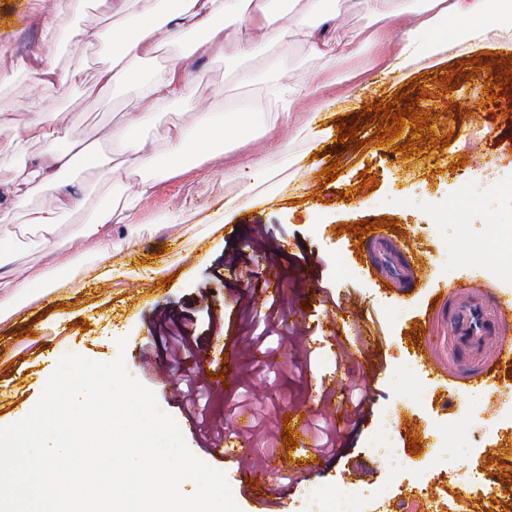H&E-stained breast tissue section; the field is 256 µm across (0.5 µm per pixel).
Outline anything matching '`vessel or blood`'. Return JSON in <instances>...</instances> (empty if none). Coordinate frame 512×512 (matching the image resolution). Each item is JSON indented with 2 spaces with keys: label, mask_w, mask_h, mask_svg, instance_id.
Instances as JSON below:
<instances>
[{
  "label": "vessel or blood",
  "mask_w": 512,
  "mask_h": 512,
  "mask_svg": "<svg viewBox=\"0 0 512 512\" xmlns=\"http://www.w3.org/2000/svg\"><path fill=\"white\" fill-rule=\"evenodd\" d=\"M445 296L454 305L448 320V346L453 353L464 356L468 366L464 371H434L435 383L448 390L461 387L499 393L497 370L512 364V296L467 284L448 288Z\"/></svg>",
  "instance_id": "obj_1"
}]
</instances>
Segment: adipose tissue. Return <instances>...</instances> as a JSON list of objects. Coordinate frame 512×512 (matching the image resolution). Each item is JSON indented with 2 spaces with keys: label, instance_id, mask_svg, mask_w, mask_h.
<instances>
[{
  "label": "adipose tissue",
  "instance_id": "1",
  "mask_svg": "<svg viewBox=\"0 0 512 512\" xmlns=\"http://www.w3.org/2000/svg\"><path fill=\"white\" fill-rule=\"evenodd\" d=\"M364 4L374 17L400 20L397 49L387 59L386 67L403 77L420 62H442L449 46L474 54L488 49L495 37L512 34V0H498L497 20L492 24L484 21L487 0H428L422 10L409 6L406 0H364ZM87 5L109 21L94 38L108 48L110 59L92 76H85L76 67L61 66L53 52L60 30L36 9L31 19L40 29L39 42L22 58L0 54V77L25 74L34 78L29 121L21 133L0 138V158L11 160L8 167H0V193L9 201L8 209L0 212L1 314L10 312L34 285L47 280L46 274L36 268L20 278L5 272L12 252L14 223L35 226L40 232V248L55 250L62 218L77 205L76 198L61 187L65 174L76 167L106 175L112 172L111 156L75 139L60 113L45 111L43 92L80 87L88 95L99 96L125 86L134 93V112L112 135L123 144L122 161L132 162L141 175L134 182L113 186L111 206L98 211L80 230L81 236L96 239L100 250L109 255L117 249L112 240L113 224H143L142 202L154 196L163 182L193 172L187 156L197 152L202 140L224 134L223 126L213 121L209 104L190 95L182 56L143 71V64L162 46L189 34L194 38L193 52L239 60L273 44L298 43L309 47L326 70L355 52V37H329L330 27L336 24L329 0H87ZM452 16L465 18L468 24L446 39L442 32ZM316 81L313 75L301 83L280 76L264 81V88L276 102L275 110L266 116V135L294 121L300 102ZM177 103L196 110L194 130L174 126L160 141L143 135V128L157 112ZM31 143L43 146L34 161L25 158ZM50 188L57 191L54 204L36 205L37 196Z\"/></svg>",
  "mask_w": 512,
  "mask_h": 512
}]
</instances>
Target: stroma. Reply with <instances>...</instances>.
<instances>
[{"mask_svg":"<svg viewBox=\"0 0 512 512\" xmlns=\"http://www.w3.org/2000/svg\"><path fill=\"white\" fill-rule=\"evenodd\" d=\"M33 0H0V52L25 54L39 33L29 23ZM338 23L369 41L324 74V88L305 98L298 120L279 133L280 149L270 157L274 178L253 186L231 169L234 160L264 151L259 130L264 99L257 77L284 73L304 78L316 62L301 47L269 50L229 62L194 54L187 62L194 96L212 112L253 124L248 142L225 133L222 147L189 178L164 182L142 204L143 227H112L122 247L110 280L91 281L100 266L95 240L80 237L83 224L110 204L103 174L77 172L68 189L87 206L67 214L57 232L58 248L41 250L30 231L17 227L10 267L46 270L50 287H36L6 316H0V427L14 424L36 405L52 374L48 356L78 355L97 362L123 357L128 374L151 389L159 409L178 425L198 459L222 471L239 512H305L308 498L343 496L345 488L384 489L391 504L414 501L415 483L427 484L442 502L441 512H512V429L498 421L508 397L448 394L411 365L433 357L448 365V303L434 300L435 286L476 281L503 294L512 278L493 259L476 260L474 248L497 225L512 222V199L497 184L512 182V114L504 112L505 87L485 91L481 71L502 76L512 52L467 55L450 51L445 63L418 68L410 77L384 74L385 59L397 47L395 20L379 21L361 0H333ZM31 80L0 82V137L21 131L27 120ZM416 98L413 123L400 137L378 144L373 107H403ZM49 111L64 113L76 136L118 151L109 132L131 111L132 91L119 88L98 98L81 89L49 93ZM359 120L358 148L336 140V127ZM445 138L446 147L429 139ZM337 164L335 180L320 184L322 168ZM373 186H365V176ZM469 184L460 196L459 184ZM394 225L397 246L429 253L420 285H400L395 259L369 264L358 253L349 225L364 220ZM284 286L275 300L255 302L270 275ZM357 302L355 323L333 337L329 316ZM187 323V353L203 351L208 384V427H190L195 400L165 346L172 320ZM125 347H118V339ZM239 353L237 373L226 367L227 350ZM223 382H215V375ZM363 381L364 417L347 431L342 454L324 458L320 470L299 477L296 469L318 458L312 427L296 429L300 412L342 425L340 402L322 408L315 391L335 381L350 388ZM408 415L414 432H399L397 458L372 453L371 445L389 413ZM476 423L470 451L448 446L447 427L462 413ZM294 427L299 440L286 449L282 436ZM271 432L274 447L253 444L252 460L239 464L225 449L256 428ZM493 446L488 468L473 469L477 450ZM447 481L436 473L442 462ZM492 485L498 498L485 500L474 479Z\"/></svg>","mask_w":512,"mask_h":512,"instance_id":"obj_1","label":"stroma"}]
</instances>
